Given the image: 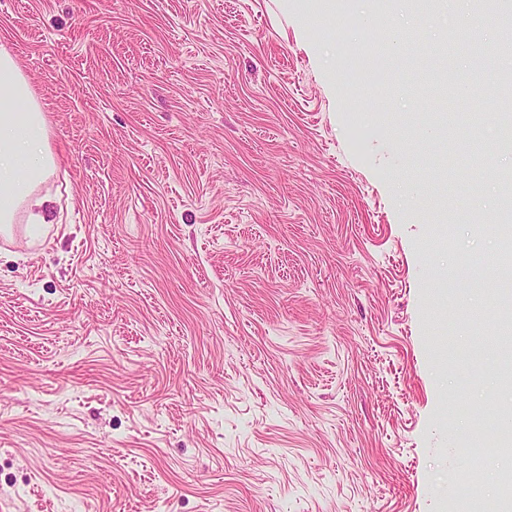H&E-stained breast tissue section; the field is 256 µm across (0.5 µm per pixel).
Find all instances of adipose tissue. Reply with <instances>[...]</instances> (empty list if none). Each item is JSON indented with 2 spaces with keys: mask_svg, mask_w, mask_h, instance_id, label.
Returning <instances> with one entry per match:
<instances>
[{
  "mask_svg": "<svg viewBox=\"0 0 512 512\" xmlns=\"http://www.w3.org/2000/svg\"><path fill=\"white\" fill-rule=\"evenodd\" d=\"M56 170L46 120L14 56L0 49V232L26 214L31 236L55 223V200L40 187Z\"/></svg>",
  "mask_w": 512,
  "mask_h": 512,
  "instance_id": "1",
  "label": "adipose tissue"
}]
</instances>
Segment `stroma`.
Here are the masks:
<instances>
[{
    "label": "stroma",
    "instance_id": "stroma-1",
    "mask_svg": "<svg viewBox=\"0 0 512 512\" xmlns=\"http://www.w3.org/2000/svg\"><path fill=\"white\" fill-rule=\"evenodd\" d=\"M461 14L452 122L471 0H0L63 207L0 234V512H512V150L473 189L406 91Z\"/></svg>",
    "mask_w": 512,
    "mask_h": 512
}]
</instances>
